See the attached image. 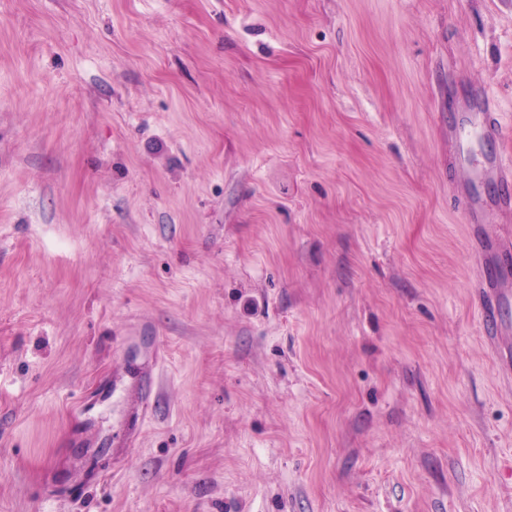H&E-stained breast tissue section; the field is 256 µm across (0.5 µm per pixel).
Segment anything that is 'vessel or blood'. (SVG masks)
I'll return each instance as SVG.
<instances>
[{
	"label": "vessel or blood",
	"instance_id": "obj_1",
	"mask_svg": "<svg viewBox=\"0 0 512 512\" xmlns=\"http://www.w3.org/2000/svg\"><path fill=\"white\" fill-rule=\"evenodd\" d=\"M480 138H502L503 127L488 95L465 98L460 104L456 123L448 129V140L459 154L456 193L468 222L470 247L480 269L479 282L485 287L482 299L481 328L484 336L503 335L512 323L504 316L512 307V295L503 290L506 266L512 261V244L493 237L490 224L512 212V158L495 153L471 161L465 134ZM152 408L151 388L143 386L124 391L123 419L139 426Z\"/></svg>",
	"mask_w": 512,
	"mask_h": 512
}]
</instances>
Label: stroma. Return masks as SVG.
<instances>
[{
    "label": "stroma",
    "mask_w": 512,
    "mask_h": 512,
    "mask_svg": "<svg viewBox=\"0 0 512 512\" xmlns=\"http://www.w3.org/2000/svg\"><path fill=\"white\" fill-rule=\"evenodd\" d=\"M470 90L512 0H0V512H512ZM152 409L150 382L142 389L132 388L123 392V419L133 428L139 426Z\"/></svg>",
    "instance_id": "1"
}]
</instances>
